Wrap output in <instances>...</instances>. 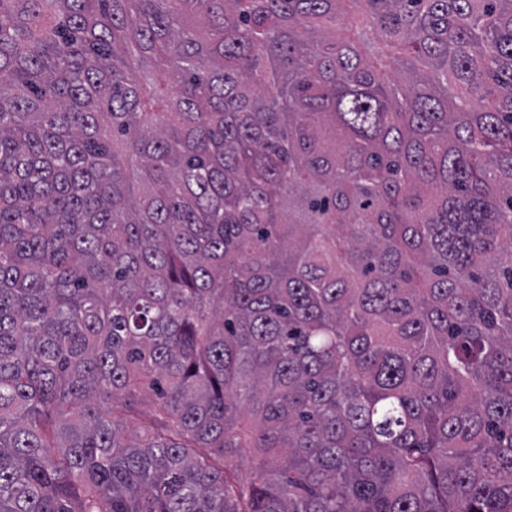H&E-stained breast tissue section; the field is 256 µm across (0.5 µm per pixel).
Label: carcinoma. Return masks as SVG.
<instances>
[{"label": "carcinoma", "instance_id": "1", "mask_svg": "<svg viewBox=\"0 0 512 512\" xmlns=\"http://www.w3.org/2000/svg\"><path fill=\"white\" fill-rule=\"evenodd\" d=\"M0 512H512V0H0Z\"/></svg>", "mask_w": 512, "mask_h": 512}]
</instances>
